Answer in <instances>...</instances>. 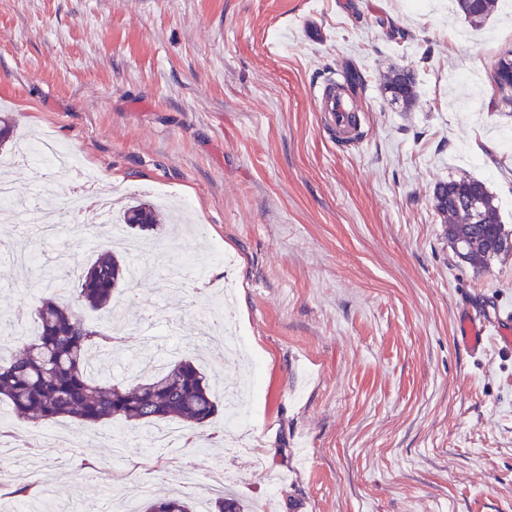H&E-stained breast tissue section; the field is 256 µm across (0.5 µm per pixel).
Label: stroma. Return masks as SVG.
<instances>
[{
	"instance_id": "obj_1",
	"label": "stroma",
	"mask_w": 512,
	"mask_h": 512,
	"mask_svg": "<svg viewBox=\"0 0 512 512\" xmlns=\"http://www.w3.org/2000/svg\"><path fill=\"white\" fill-rule=\"evenodd\" d=\"M382 18L411 40L391 42ZM509 48L500 6L475 30L446 0H0V113L18 136L69 146L114 207L191 205L126 257L154 267L138 287L157 303L113 312L127 356L113 378L179 346L200 303L164 272L203 263L209 303L244 341L205 367L247 415L230 431L216 416L211 447L178 450L163 474L139 430L116 460L112 427L75 455L71 419L36 444L38 425L14 416L4 431L22 451L0 455V472L33 469L62 507L104 503L78 478L89 468L166 495L174 475L220 461L251 512H512V350L489 337L471 352L457 330L463 309H512V254L473 272L431 205L437 182L477 178L512 230L499 144L512 112L489 108L486 77ZM348 61L365 79L364 136L340 149L310 91ZM393 65L417 75L413 111L380 89ZM466 70L479 76L467 90L453 81ZM57 204L0 210V314L45 296L15 281L7 254L25 246L57 270L58 240L30 233ZM218 249L225 262L210 263Z\"/></svg>"
}]
</instances>
